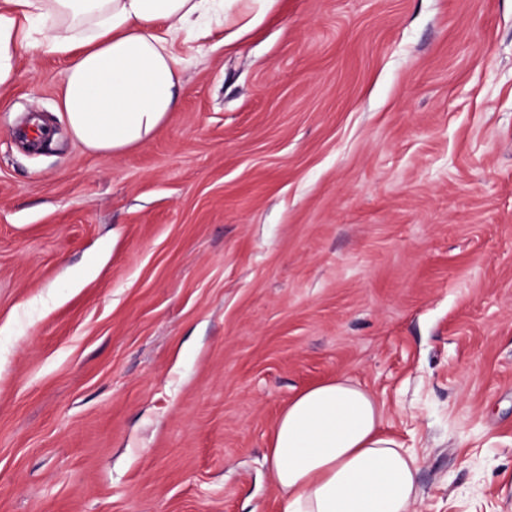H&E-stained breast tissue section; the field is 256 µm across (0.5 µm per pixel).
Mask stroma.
<instances>
[{"label": "stroma", "mask_w": 512, "mask_h": 512, "mask_svg": "<svg viewBox=\"0 0 512 512\" xmlns=\"http://www.w3.org/2000/svg\"><path fill=\"white\" fill-rule=\"evenodd\" d=\"M180 35L147 143L64 58L0 88V512H283L266 457L345 375L414 512H512V0H277Z\"/></svg>", "instance_id": "stroma-1"}]
</instances>
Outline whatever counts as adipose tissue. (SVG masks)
Masks as SVG:
<instances>
[{"label": "adipose tissue", "instance_id": "obj_1", "mask_svg": "<svg viewBox=\"0 0 512 512\" xmlns=\"http://www.w3.org/2000/svg\"><path fill=\"white\" fill-rule=\"evenodd\" d=\"M0 9V87L41 28L42 47L67 61L61 110L89 151L109 154L149 141L184 94L173 50L183 33L246 6L244 29L277 0H5ZM270 474L284 512H412L417 462L384 429L377 397L336 377L295 395L270 437Z\"/></svg>", "mask_w": 512, "mask_h": 512}]
</instances>
